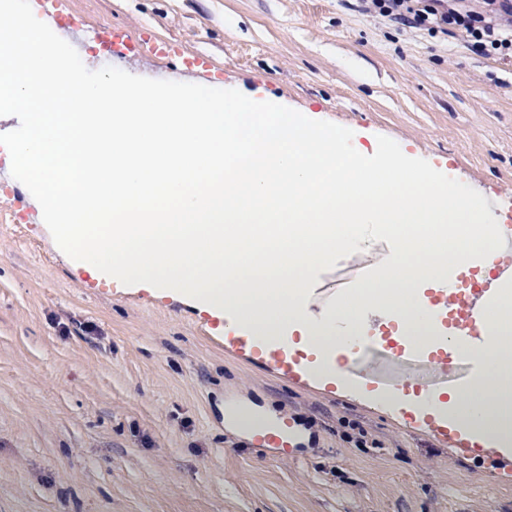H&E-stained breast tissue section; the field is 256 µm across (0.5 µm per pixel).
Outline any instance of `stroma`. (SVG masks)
Segmentation results:
<instances>
[{
	"label": "stroma",
	"instance_id": "stroma-1",
	"mask_svg": "<svg viewBox=\"0 0 512 512\" xmlns=\"http://www.w3.org/2000/svg\"><path fill=\"white\" fill-rule=\"evenodd\" d=\"M94 32L123 35L122 69L183 74L202 53L224 85L353 131L493 200L512 225V60L456 36L365 12L362 0H61ZM182 54L139 57V33ZM0 198V512H512V459L451 448L370 393L465 385L469 358L360 353L366 393L323 394L225 355L222 319L190 301L92 277L45 224L15 223L29 191ZM386 241L318 273L308 298L338 300L349 270L377 267ZM241 408L293 416L290 457L255 448Z\"/></svg>",
	"mask_w": 512,
	"mask_h": 512
}]
</instances>
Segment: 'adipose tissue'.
I'll use <instances>...</instances> for the list:
<instances>
[{"label":"adipose tissue","mask_w":512,"mask_h":512,"mask_svg":"<svg viewBox=\"0 0 512 512\" xmlns=\"http://www.w3.org/2000/svg\"><path fill=\"white\" fill-rule=\"evenodd\" d=\"M493 314L476 336H455L448 348L476 360L479 374L449 392L423 395L415 408L449 424L502 454L512 453V292L500 290Z\"/></svg>","instance_id":"adipose-tissue-1"}]
</instances>
